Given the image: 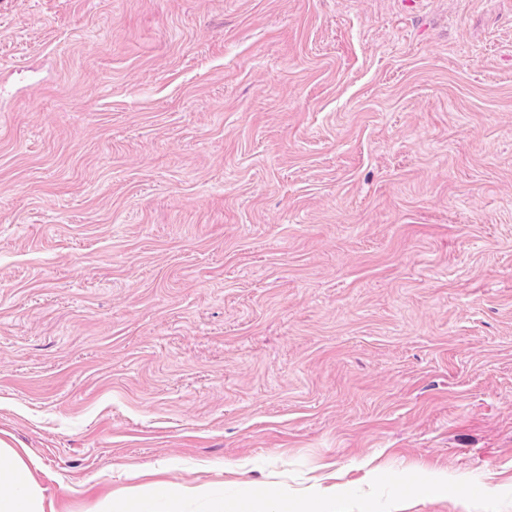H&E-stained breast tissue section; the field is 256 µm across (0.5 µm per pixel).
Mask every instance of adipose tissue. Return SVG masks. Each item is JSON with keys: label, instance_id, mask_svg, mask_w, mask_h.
<instances>
[{"label": "adipose tissue", "instance_id": "obj_1", "mask_svg": "<svg viewBox=\"0 0 512 512\" xmlns=\"http://www.w3.org/2000/svg\"><path fill=\"white\" fill-rule=\"evenodd\" d=\"M0 512H44L33 471L14 448L1 440Z\"/></svg>", "mask_w": 512, "mask_h": 512}]
</instances>
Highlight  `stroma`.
<instances>
[{"label": "stroma", "instance_id": "obj_1", "mask_svg": "<svg viewBox=\"0 0 512 512\" xmlns=\"http://www.w3.org/2000/svg\"><path fill=\"white\" fill-rule=\"evenodd\" d=\"M0 439L45 512H512V0H0Z\"/></svg>", "mask_w": 512, "mask_h": 512}]
</instances>
